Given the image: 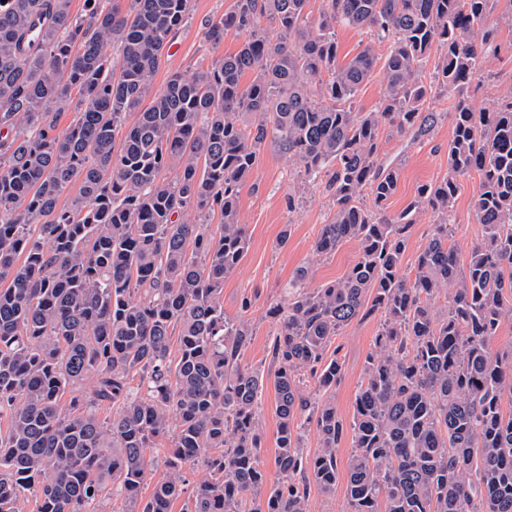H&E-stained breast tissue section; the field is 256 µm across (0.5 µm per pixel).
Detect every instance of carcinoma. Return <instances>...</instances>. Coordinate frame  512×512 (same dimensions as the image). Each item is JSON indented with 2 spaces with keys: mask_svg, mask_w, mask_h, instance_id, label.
<instances>
[{
  "mask_svg": "<svg viewBox=\"0 0 512 512\" xmlns=\"http://www.w3.org/2000/svg\"><path fill=\"white\" fill-rule=\"evenodd\" d=\"M502 1L512 14V0H324L311 20L308 0H235L205 28L214 45L245 35L238 51L154 92L191 0H84L79 16L73 0H0V512H26L27 490L38 512H85L109 493L122 512H171L195 468L205 477L185 512H308L312 484L343 487L348 512H512V349H493L512 314V91L480 109L468 92ZM338 26L376 42L341 59ZM377 42L389 43L380 111L357 112ZM435 45L454 132L448 175L417 201L438 221L406 273L415 207L386 214L400 171L379 159V130L420 137L438 122L421 82ZM268 140L308 182L328 176L336 208L315 253L354 240L360 256L317 288L300 268L287 307L271 311L281 479L265 491L264 373L243 364L252 332L224 316L223 293L248 249L239 194ZM473 172L484 233L461 267L449 221ZM372 315L348 423L301 385L335 387L329 347ZM312 422L310 457L300 431ZM161 439L167 472L142 499L146 449Z\"/></svg>",
  "mask_w": 512,
  "mask_h": 512,
  "instance_id": "1",
  "label": "carcinoma"
}]
</instances>
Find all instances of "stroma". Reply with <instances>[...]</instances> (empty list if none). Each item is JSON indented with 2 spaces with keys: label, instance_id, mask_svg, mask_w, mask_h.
<instances>
[{
  "label": "stroma",
  "instance_id": "1",
  "mask_svg": "<svg viewBox=\"0 0 512 512\" xmlns=\"http://www.w3.org/2000/svg\"><path fill=\"white\" fill-rule=\"evenodd\" d=\"M234 2L191 0L190 19L175 38V53L165 55L157 70L154 89H161L172 73H191L199 63L207 64L238 50L242 35L228 33L223 43L214 46L207 41L204 29L205 21L221 17L232 9ZM489 25L496 31L501 50L487 59L479 85L472 90L473 100L478 104L512 90V21L495 13ZM454 101V93L437 90L430 100V108L439 113L440 120L427 136L414 139L408 135H383L380 157L400 169L397 190L386 204L388 214L414 206L423 186L439 182L447 175ZM477 187V176L464 180L453 207L451 244L462 263L467 262L472 245L483 235V227L477 223L472 207ZM332 209L333 195L326 183L304 184L298 166L273 142L262 145L257 167L240 192L239 218L246 227L249 247L238 268L224 281V314L230 319L246 316L253 336L243 362L265 374L258 405L262 434L260 460L270 484L277 482L280 474L275 465L279 423L274 387L276 366L270 353L277 322L269 310L276 305H287L288 284L299 268H308V284L314 288L341 278L356 262L359 246L353 241L344 242L329 256L314 252V244ZM246 297L252 299L253 305L245 311L241 303ZM378 326L375 318L353 321L332 344L342 373L330 396L343 419H351L353 415L355 397Z\"/></svg>",
  "mask_w": 512,
  "mask_h": 512
}]
</instances>
